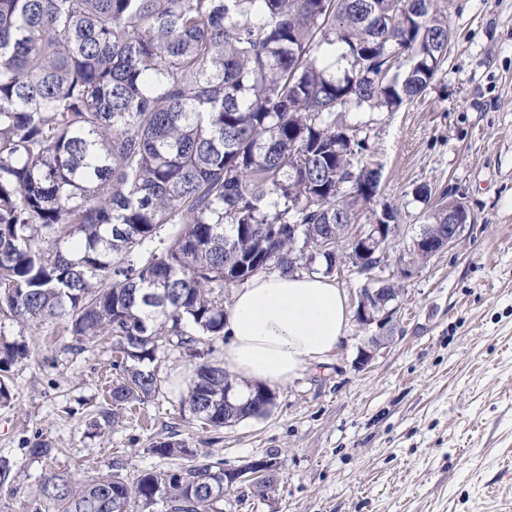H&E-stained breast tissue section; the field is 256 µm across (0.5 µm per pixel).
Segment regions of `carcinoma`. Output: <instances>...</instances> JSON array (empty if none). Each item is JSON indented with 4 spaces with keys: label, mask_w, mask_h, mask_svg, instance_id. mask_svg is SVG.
I'll list each match as a JSON object with an SVG mask.
<instances>
[{
    "label": "carcinoma",
    "mask_w": 512,
    "mask_h": 512,
    "mask_svg": "<svg viewBox=\"0 0 512 512\" xmlns=\"http://www.w3.org/2000/svg\"><path fill=\"white\" fill-rule=\"evenodd\" d=\"M451 39L431 0H0V315L113 338L121 373L93 426L115 422L158 391L159 342L224 336V289L288 270L318 235L346 242L381 171L353 165L365 142L343 113L422 93ZM447 197L425 232L446 228ZM316 261L308 272L333 276L336 252ZM28 355L0 343V404ZM233 382L194 367L201 424L268 412L227 403ZM125 467L52 472L34 512H218L228 486L206 453L132 486Z\"/></svg>",
    "instance_id": "1"
}]
</instances>
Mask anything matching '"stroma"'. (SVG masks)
Returning <instances> with one entry per match:
<instances>
[{"mask_svg":"<svg viewBox=\"0 0 512 512\" xmlns=\"http://www.w3.org/2000/svg\"><path fill=\"white\" fill-rule=\"evenodd\" d=\"M434 7L453 38L427 90L392 112L344 115L367 144L364 161L381 170L358 221L374 223L389 205L399 231L384 269L335 282L352 301L372 278L401 288L390 343L358 368L369 332L350 322L323 362L275 387L266 416L214 429L192 415L181 387L198 360L223 362V339L194 352L166 342L159 392L96 430L115 344L80 347L61 321L2 317L0 337L30 356L12 367V400L0 405V456L21 467L0 486V512H32L54 471L87 479L120 457L132 481L180 467L184 458L152 452L171 436L228 469L276 461L264 495L233 486L221 512H512V0ZM423 185L452 190L472 216L456 245L424 262L410 255L431 208L416 195ZM38 439L58 456L29 458Z\"/></svg>","mask_w":512,"mask_h":512,"instance_id":"1","label":"stroma"}]
</instances>
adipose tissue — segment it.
Here are the masks:
<instances>
[{"label": "adipose tissue", "mask_w": 512, "mask_h": 512, "mask_svg": "<svg viewBox=\"0 0 512 512\" xmlns=\"http://www.w3.org/2000/svg\"><path fill=\"white\" fill-rule=\"evenodd\" d=\"M349 317L346 291L328 277L258 275L224 311V366L243 383H288L336 349Z\"/></svg>", "instance_id": "1"}]
</instances>
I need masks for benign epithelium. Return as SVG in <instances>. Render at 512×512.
I'll list each match as a JSON object with an SVG mask.
<instances>
[{
	"mask_svg": "<svg viewBox=\"0 0 512 512\" xmlns=\"http://www.w3.org/2000/svg\"><path fill=\"white\" fill-rule=\"evenodd\" d=\"M469 215L470 212L463 202L454 200L448 211V229L436 236L419 235L412 242L411 254L417 259L425 260L454 245L460 240ZM398 231L397 224L349 225V237L354 242V250L350 252L336 248V273H342L346 267L356 271L364 265L373 269L384 268L387 262L385 245ZM382 292L381 288L367 286L360 289L357 295L356 321L364 328L376 326V331L369 336L367 345L360 349L357 364L361 367L368 365L377 352L388 344L393 332L396 308L391 306V302L399 296L400 289H394L383 300L380 299ZM275 467V462L271 460H255L235 469L229 478L234 483L270 478Z\"/></svg>",
	"mask_w": 512,
	"mask_h": 512,
	"instance_id": "obj_1",
	"label": "benign epithelium"
}]
</instances>
